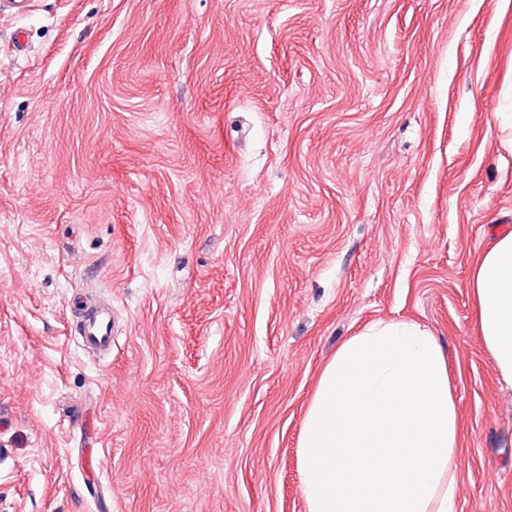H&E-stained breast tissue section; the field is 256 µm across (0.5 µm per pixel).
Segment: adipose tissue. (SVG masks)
Wrapping results in <instances>:
<instances>
[{"instance_id":"adipose-tissue-1","label":"adipose tissue","mask_w":512,"mask_h":512,"mask_svg":"<svg viewBox=\"0 0 512 512\" xmlns=\"http://www.w3.org/2000/svg\"><path fill=\"white\" fill-rule=\"evenodd\" d=\"M479 335L512 383V232L495 236L469 283ZM458 448L448 361L435 336L380 321L321 369L304 417L299 469L306 512H458Z\"/></svg>"}]
</instances>
